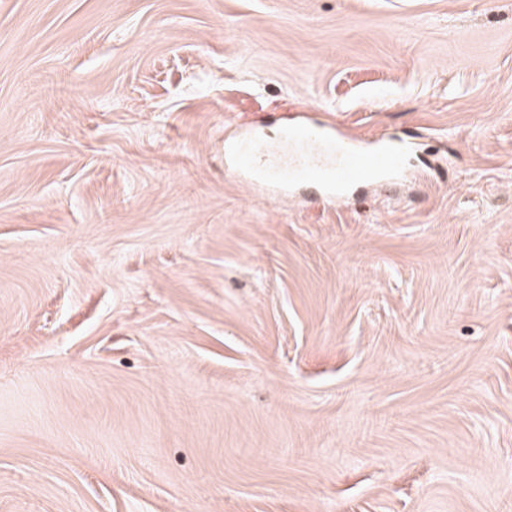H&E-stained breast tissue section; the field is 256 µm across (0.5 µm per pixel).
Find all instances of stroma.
Wrapping results in <instances>:
<instances>
[{
  "instance_id": "obj_1",
  "label": "stroma",
  "mask_w": 512,
  "mask_h": 512,
  "mask_svg": "<svg viewBox=\"0 0 512 512\" xmlns=\"http://www.w3.org/2000/svg\"><path fill=\"white\" fill-rule=\"evenodd\" d=\"M0 512H512V0H0ZM413 146L404 139L370 147L335 125L302 116L287 118L276 143H268L253 127L242 128L229 153L235 170L257 193L288 196L298 185L314 182L324 197L339 199L359 186L396 176Z\"/></svg>"
}]
</instances>
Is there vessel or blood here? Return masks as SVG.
Returning a JSON list of instances; mask_svg holds the SVG:
<instances>
[{
  "instance_id": "obj_1",
  "label": "vessel or blood",
  "mask_w": 512,
  "mask_h": 512,
  "mask_svg": "<svg viewBox=\"0 0 512 512\" xmlns=\"http://www.w3.org/2000/svg\"><path fill=\"white\" fill-rule=\"evenodd\" d=\"M413 146L404 139L371 147L335 125L303 116L285 123L274 143L255 128L241 129L229 153L235 170L257 193L288 196L298 185L313 182L324 197L339 199L359 186L396 176Z\"/></svg>"
}]
</instances>
